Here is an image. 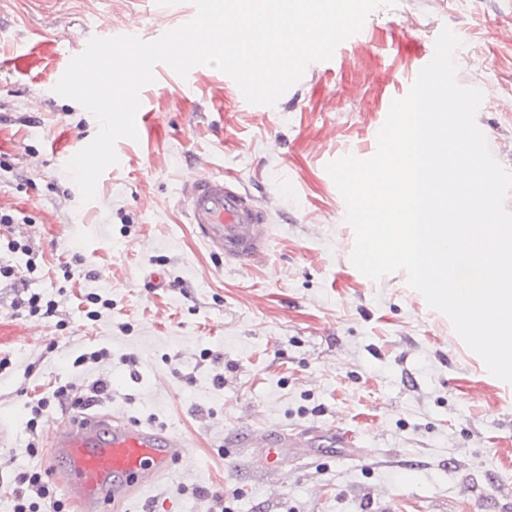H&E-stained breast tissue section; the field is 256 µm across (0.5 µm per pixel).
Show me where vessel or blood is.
<instances>
[{
	"mask_svg": "<svg viewBox=\"0 0 512 512\" xmlns=\"http://www.w3.org/2000/svg\"><path fill=\"white\" fill-rule=\"evenodd\" d=\"M186 217L211 253L241 265L269 243L267 215L237 180L205 175L180 190ZM50 454L65 462L55 476L79 512H124L137 495L172 473L187 448L166 431L109 414H86L57 426Z\"/></svg>",
	"mask_w": 512,
	"mask_h": 512,
	"instance_id": "obj_1",
	"label": "vessel or blood"
}]
</instances>
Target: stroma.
Listing matches in <instances>:
<instances>
[{
  "instance_id": "obj_1",
  "label": "stroma",
  "mask_w": 512,
  "mask_h": 512,
  "mask_svg": "<svg viewBox=\"0 0 512 512\" xmlns=\"http://www.w3.org/2000/svg\"><path fill=\"white\" fill-rule=\"evenodd\" d=\"M191 2L0 0V211L15 219L0 240L37 253L29 288L58 305L28 316L0 281V357L11 360L0 512H13L17 473L54 479L48 441L65 413L48 411L33 436L29 402L99 379L111 395L95 411L187 442L127 512H512V389L405 272L373 281L352 264L355 232L326 171L375 153L392 100L447 27L462 41L458 81L484 94L477 124L512 172V0L377 9L272 105L248 103L209 66L185 78L157 69L137 140L117 143L121 163L82 203L65 165L98 125L55 78L91 38L162 36ZM209 174L236 177L269 207L260 261L225 265L188 223L179 190ZM89 293L112 302L95 321ZM98 349L100 362L76 365ZM301 432L308 447L282 449L268 468L260 441Z\"/></svg>"
}]
</instances>
